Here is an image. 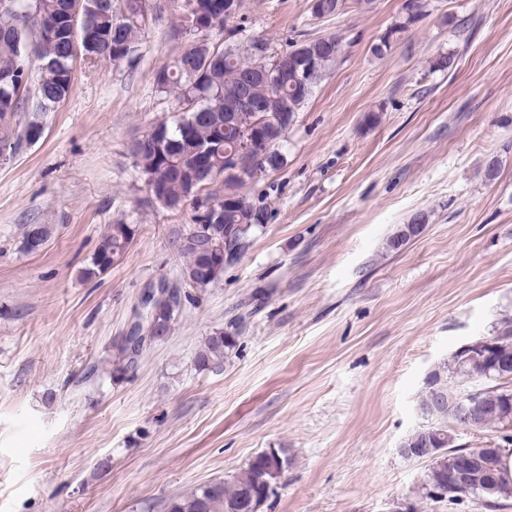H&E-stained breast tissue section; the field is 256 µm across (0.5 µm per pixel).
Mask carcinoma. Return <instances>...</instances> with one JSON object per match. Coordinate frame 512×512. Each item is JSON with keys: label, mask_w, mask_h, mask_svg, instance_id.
Segmentation results:
<instances>
[{"label": "carcinoma", "mask_w": 512, "mask_h": 512, "mask_svg": "<svg viewBox=\"0 0 512 512\" xmlns=\"http://www.w3.org/2000/svg\"><path fill=\"white\" fill-rule=\"evenodd\" d=\"M14 2L22 4V8L0 15V161L3 163L24 146L42 139L46 113L70 95L75 62L70 54L72 37L79 38L82 50L92 54V58L116 64L137 51L146 24L144 16L137 20L121 16L112 0H83L86 24L74 35L69 24L73 0ZM191 2L204 14L209 33L221 37L231 32L246 34V26L239 23L242 14L213 9L210 7L213 0H177L175 33L184 27V4ZM426 2L405 0L404 15L372 46L375 57L386 55L400 34L424 15ZM317 4L320 9L311 10V14L322 18L342 13L347 0H317ZM327 39L331 44L322 39L288 44L289 50L303 47L317 60L316 70L307 79L290 67L276 81H265L261 76L265 60L252 54L241 40H226L221 46L213 41L189 43L157 72L161 91L179 104L192 99L196 106L171 122L156 123L142 135L147 146L131 149L135 166L160 206L172 211L187 204L193 206L197 192L203 190L218 218V222L209 225V236L194 226L173 240L174 249L183 258V268L178 277L160 281L159 287L168 294V299L155 303L147 314L150 321L164 330H174L185 286L207 288L224 277V250H215L211 245L222 246L226 238L239 242L237 257L240 258L253 236L263 231L269 218L268 208L253 202L245 188L262 175L281 169L286 162L281 153L274 152L267 158L259 156L243 176L224 166V156L235 142L254 132V127L245 124L240 129L224 132V103L243 91L262 100L266 104L267 120L259 132L284 142L298 112L345 53L341 35L331 34ZM133 238L131 225H108L90 257L85 275L97 277L111 269L115 259L126 253ZM492 338L496 358L511 361L512 317L499 319ZM236 346V337L218 329L205 338L197 363L203 368L220 367L231 358ZM136 363L127 343L118 344L112 360V376L126 375ZM427 382L429 385L421 392L418 403H424L435 387L446 404L423 415L426 424L401 444L403 448H417L428 434L443 441V453L428 462L423 497L450 505H460L463 499L471 498L487 512L507 506L512 501V479L504 478L501 461L504 445L512 443V434L501 437V446L480 454L476 476L469 479L468 491L455 492L448 489V466L459 449L448 443V421L455 419L454 396L476 391L481 396L476 413L482 430L500 431L505 404H512V378H504L481 355L469 356L456 350L449 360L435 366ZM266 462L267 453L262 451L231 480L204 483L171 500L167 512H250V503L264 505L276 493V488L265 487L264 480L278 483L286 471L283 467L273 476L267 473Z\"/></svg>", "instance_id": "obj_1"}]
</instances>
